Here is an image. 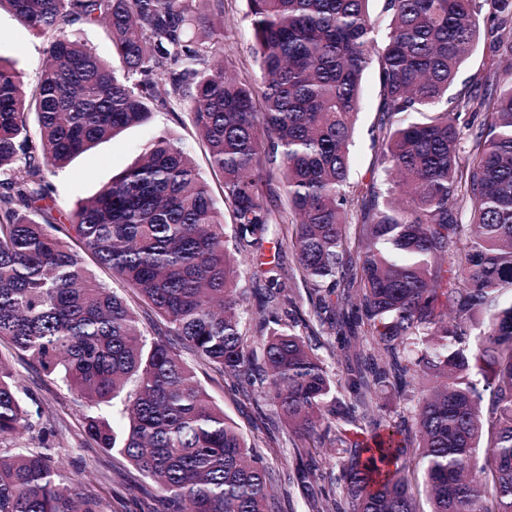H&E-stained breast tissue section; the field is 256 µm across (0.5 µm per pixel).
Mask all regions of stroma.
I'll return each instance as SVG.
<instances>
[{
    "mask_svg": "<svg viewBox=\"0 0 512 512\" xmlns=\"http://www.w3.org/2000/svg\"><path fill=\"white\" fill-rule=\"evenodd\" d=\"M246 0H224V37L216 48L229 52V71L240 80L259 86L261 73L255 57V40L247 16ZM46 47L44 37L23 27L8 10L0 11V55L16 62L27 90L39 82V68ZM379 85L375 69L363 77V106L351 148L352 184L369 188L377 176L371 129L378 117ZM169 132L180 138L200 174L213 188L216 202H223L220 178L209 166L188 109L155 110L148 122L135 125L108 142L77 156L66 168L48 174L52 197L62 213L95 194L113 176L130 167L156 136ZM0 357L14 372L19 395L32 413L33 435H46L62 475L78 477L85 489L100 494L109 512H140L152 486L115 452H107L89 440L81 427L85 402L56 379L44 376L15 350L0 340ZM197 375L213 400L223 406L257 452L272 467L279 512H313L308 491L322 485L321 471L334 461L331 447L319 449L314 460L297 454L298 438L287 422L259 394L244 395L233 379L206 368Z\"/></svg>",
    "mask_w": 512,
    "mask_h": 512,
    "instance_id": "obj_1",
    "label": "stroma"
}]
</instances>
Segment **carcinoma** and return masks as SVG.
Masks as SVG:
<instances>
[{
    "instance_id": "obj_1",
    "label": "carcinoma",
    "mask_w": 512,
    "mask_h": 512,
    "mask_svg": "<svg viewBox=\"0 0 512 512\" xmlns=\"http://www.w3.org/2000/svg\"><path fill=\"white\" fill-rule=\"evenodd\" d=\"M369 2L247 0L258 100L213 61L224 0H0L48 38L30 94L16 62L0 56V339L85 399V433L151 481L165 512H279L272 472L250 460L252 444L198 365L263 396L304 441L302 454L336 445V486L321 493L320 512H512V84L494 90L475 77L448 97L479 41L490 60L512 59V0H384L383 33ZM74 22L103 25L119 66L79 41ZM371 66L382 199L349 182ZM181 106L223 178L231 238L170 135L60 223L47 173L154 108ZM281 195L276 213L265 199ZM289 215L301 283L333 313L303 322V334L279 316L296 289L278 260L263 261L270 225ZM84 253L141 298L164 336L144 339L141 315ZM253 266L267 286L260 358L237 292ZM325 332L341 343L337 381L307 343ZM421 374L439 384L417 395ZM13 377L0 358V444L34 440ZM388 386L414 400L426 510L407 477L408 421L393 427L378 415ZM341 387L351 421L368 427L363 448L340 419H321ZM0 512L105 504L68 488L41 439L0 447Z\"/></svg>"
}]
</instances>
